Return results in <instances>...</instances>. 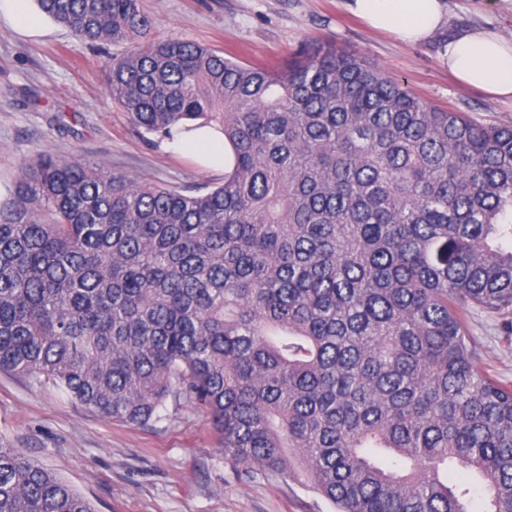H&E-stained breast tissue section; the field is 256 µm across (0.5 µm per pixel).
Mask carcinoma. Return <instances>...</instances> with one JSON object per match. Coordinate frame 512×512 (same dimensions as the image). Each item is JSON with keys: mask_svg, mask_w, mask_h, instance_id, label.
Instances as JSON below:
<instances>
[{"mask_svg": "<svg viewBox=\"0 0 512 512\" xmlns=\"http://www.w3.org/2000/svg\"><path fill=\"white\" fill-rule=\"evenodd\" d=\"M112 57L148 133L218 124L234 163L188 193L42 153L0 201V370L146 425L204 409L251 477L337 512H512V385L465 313L512 312V125L432 106L330 43L284 67L152 41L142 0H36ZM0 512H95L0 443Z\"/></svg>", "mask_w": 512, "mask_h": 512, "instance_id": "obj_1", "label": "carcinoma"}]
</instances>
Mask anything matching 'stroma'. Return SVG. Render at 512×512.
<instances>
[{"label":"stroma","instance_id":"35a3bbf8","mask_svg":"<svg viewBox=\"0 0 512 512\" xmlns=\"http://www.w3.org/2000/svg\"><path fill=\"white\" fill-rule=\"evenodd\" d=\"M347 0H143L151 37L192 41L243 62L284 64L315 43H333L407 85L427 103L481 123L512 124V101L457 82L440 59L442 38L407 45L369 31ZM512 31V0H448V30ZM123 44L91 48L54 25L26 39L0 28V191L40 153L80 156L158 185L223 183L168 153L159 135L132 124L112 99L108 63ZM481 367L512 384V317L471 310ZM0 442L50 469L96 512H335L302 477H245L224 457L203 410L167 398L133 426L103 418L57 389L0 371Z\"/></svg>","mask_w":512,"mask_h":512}]
</instances>
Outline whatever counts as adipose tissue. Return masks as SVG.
<instances>
[{
    "label": "adipose tissue",
    "instance_id": "obj_1",
    "mask_svg": "<svg viewBox=\"0 0 512 512\" xmlns=\"http://www.w3.org/2000/svg\"><path fill=\"white\" fill-rule=\"evenodd\" d=\"M348 8L371 29L410 44L429 41L448 25L446 0H350ZM0 24L28 38L48 32L33 0H0ZM441 57L459 82L498 99H512L511 36L482 28L467 30L448 39ZM164 147L210 170L223 169L230 154L220 129L196 121L179 124Z\"/></svg>",
    "mask_w": 512,
    "mask_h": 512
}]
</instances>
